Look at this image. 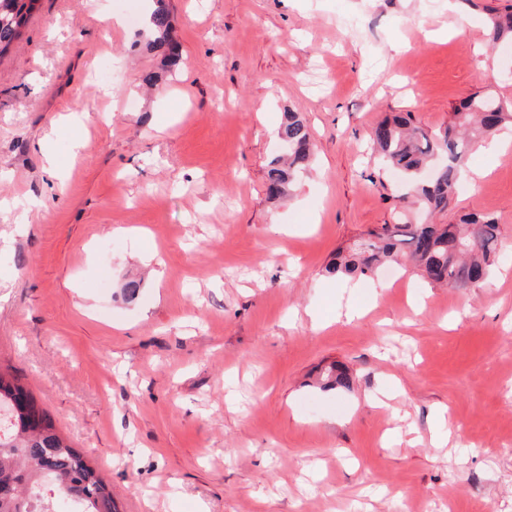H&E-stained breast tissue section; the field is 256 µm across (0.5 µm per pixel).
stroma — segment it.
<instances>
[{
  "label": "stroma",
  "mask_w": 512,
  "mask_h": 512,
  "mask_svg": "<svg viewBox=\"0 0 512 512\" xmlns=\"http://www.w3.org/2000/svg\"><path fill=\"white\" fill-rule=\"evenodd\" d=\"M506 2L167 0L172 70L148 0H41L0 57V366L120 512H512V125L439 216L497 220L482 287L325 272L407 206L378 121L512 105ZM287 112L314 160L272 200ZM490 40L494 44H512V5L504 7L490 18Z\"/></svg>",
  "instance_id": "35a3bbf8"
}]
</instances>
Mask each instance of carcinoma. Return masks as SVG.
Returning a JSON list of instances; mask_svg holds the SVG:
<instances>
[{
    "label": "carcinoma",
    "mask_w": 512,
    "mask_h": 512,
    "mask_svg": "<svg viewBox=\"0 0 512 512\" xmlns=\"http://www.w3.org/2000/svg\"><path fill=\"white\" fill-rule=\"evenodd\" d=\"M40 0H0V57L23 37ZM150 14L153 47L165 50L170 65L180 62L170 40L171 20L166 0H154ZM490 40L512 44V5L490 18ZM512 121L503 103L489 96H469L452 113L448 124L434 133L412 124V116L394 115L371 131L373 148L407 180L408 195L427 220L413 224L404 211L336 255L326 272L336 276L376 273L386 261L410 260L435 284L477 288L489 275L501 231L495 219L471 212L456 224H440L464 176V161L473 143L486 139ZM281 155L267 168L269 195H288L296 175L309 168L314 144L308 126L288 113L277 130ZM325 385L349 387L344 371L331 365ZM0 485L12 495L0 499V512H50L48 493L75 500L79 512H115L108 485L86 457L56 428L32 392L0 370Z\"/></svg>",
    "instance_id": "cac0c4a2"
}]
</instances>
